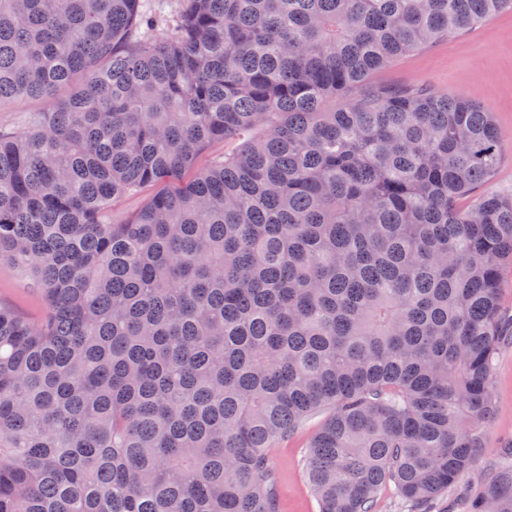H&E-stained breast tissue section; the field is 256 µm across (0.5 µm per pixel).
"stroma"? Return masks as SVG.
<instances>
[{"mask_svg": "<svg viewBox=\"0 0 512 512\" xmlns=\"http://www.w3.org/2000/svg\"><path fill=\"white\" fill-rule=\"evenodd\" d=\"M369 83L377 88L425 85L480 102L493 114L503 149L490 187L502 195L512 194V11L399 58L373 73ZM223 150V145H211L179 175L116 199L113 219L126 221L153 195L191 181ZM0 306L34 324L46 312L29 270L6 262L0 264ZM491 399L493 412L483 432L485 453L477 467L462 473L437 497L435 512H468L469 502L482 483L512 464V343L503 345L495 358ZM325 419V413H317L287 438L271 443L268 453L275 464L273 492L278 512H320L309 481L308 459L312 438Z\"/></svg>", "mask_w": 512, "mask_h": 512, "instance_id": "stroma-1", "label": "stroma"}]
</instances>
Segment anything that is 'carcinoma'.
<instances>
[{"instance_id": "carcinoma-1", "label": "carcinoma", "mask_w": 512, "mask_h": 512, "mask_svg": "<svg viewBox=\"0 0 512 512\" xmlns=\"http://www.w3.org/2000/svg\"><path fill=\"white\" fill-rule=\"evenodd\" d=\"M512 0H0V512H275L331 415L321 512H409L484 452L512 196L489 110L373 88ZM163 29L161 37L156 36ZM227 145L127 222L112 201ZM470 512H512V466ZM55 100L22 99L6 101L0 106V125L5 128H22L30 112H50ZM0 306L34 324L46 312L42 294L34 286L29 270L6 261L0 264ZM325 419L326 412L313 415L288 438L276 439L268 448L275 464L273 492L278 512H320L309 481L308 459L312 438Z\"/></svg>"}]
</instances>
